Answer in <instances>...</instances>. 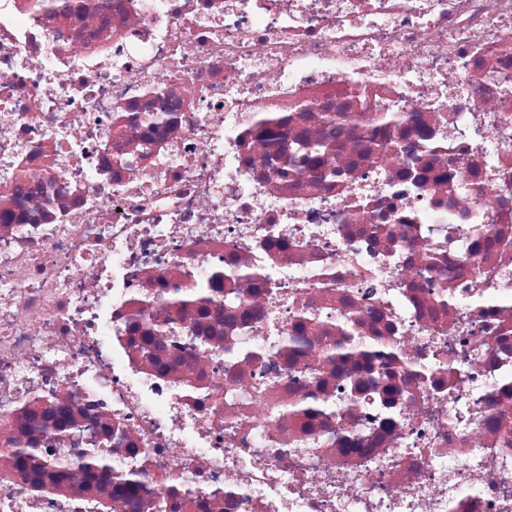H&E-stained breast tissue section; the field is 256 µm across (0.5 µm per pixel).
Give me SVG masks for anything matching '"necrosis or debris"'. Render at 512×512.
Returning a JSON list of instances; mask_svg holds the SVG:
<instances>
[{"mask_svg":"<svg viewBox=\"0 0 512 512\" xmlns=\"http://www.w3.org/2000/svg\"><path fill=\"white\" fill-rule=\"evenodd\" d=\"M149 501L512 512V0H0V512Z\"/></svg>","mask_w":512,"mask_h":512,"instance_id":"4bbe7bcc","label":"necrosis or debris"}]
</instances>
